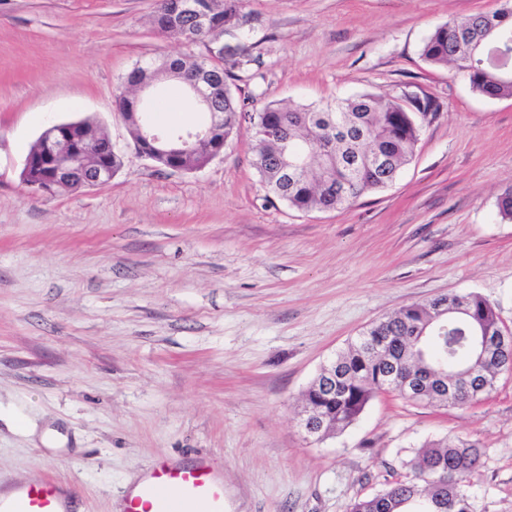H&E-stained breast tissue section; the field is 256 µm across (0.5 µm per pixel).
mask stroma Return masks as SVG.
<instances>
[{"label":"stroma","instance_id":"35a3bbf8","mask_svg":"<svg viewBox=\"0 0 512 512\" xmlns=\"http://www.w3.org/2000/svg\"><path fill=\"white\" fill-rule=\"evenodd\" d=\"M158 0H0V483L55 478L81 512H116L155 457L214 459L224 512H346L405 476L419 447L463 437L482 466L473 512H512V373L466 408L373 400L316 442L302 393L368 323L476 292L512 328V98L429 66L427 35L499 0H242L225 53L261 64L237 96L324 104L363 91L439 105L387 188L339 211L268 201L242 126L204 169L136 154L114 106L142 59L205 54L158 31ZM166 120L201 115L166 76ZM91 118L123 164L110 183L45 193L20 179L50 125ZM51 423L46 446L14 417Z\"/></svg>","mask_w":512,"mask_h":512}]
</instances>
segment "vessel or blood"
Wrapping results in <instances>:
<instances>
[{
	"label": "vessel or blood",
	"mask_w": 512,
	"mask_h": 512,
	"mask_svg": "<svg viewBox=\"0 0 512 512\" xmlns=\"http://www.w3.org/2000/svg\"><path fill=\"white\" fill-rule=\"evenodd\" d=\"M0 512H75L68 485L47 478L0 492ZM123 512H224V475L208 458L178 461L157 457L141 475Z\"/></svg>",
	"instance_id": "1"
}]
</instances>
